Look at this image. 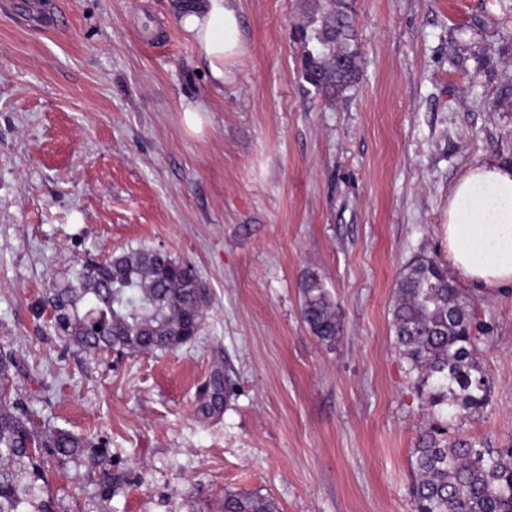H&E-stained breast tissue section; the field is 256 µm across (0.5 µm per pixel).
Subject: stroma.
Segmentation results:
<instances>
[{"mask_svg":"<svg viewBox=\"0 0 512 512\" xmlns=\"http://www.w3.org/2000/svg\"><path fill=\"white\" fill-rule=\"evenodd\" d=\"M0 0V346L12 396L106 448L51 467L55 512H415L431 427L512 448V291L479 298L488 404L447 416L398 352L402 268L448 261V196L470 165L512 166V0H353L361 76L330 102L300 72L307 0H237L245 53L215 84L184 0ZM200 102L202 129L184 122ZM146 246L192 266L198 335L93 353L57 336L50 288L85 256ZM327 282L320 343L299 283ZM234 394L199 411L214 374ZM301 313L313 335L326 346L336 345L340 337V323L336 302L326 281L311 272L300 282ZM276 504L268 498L246 492L225 491L224 512H277Z\"/></svg>","mask_w":512,"mask_h":512,"instance_id":"1","label":"stroma"}]
</instances>
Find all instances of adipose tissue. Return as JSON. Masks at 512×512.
I'll return each mask as SVG.
<instances>
[{
    "label": "adipose tissue",
    "mask_w": 512,
    "mask_h": 512,
    "mask_svg": "<svg viewBox=\"0 0 512 512\" xmlns=\"http://www.w3.org/2000/svg\"><path fill=\"white\" fill-rule=\"evenodd\" d=\"M182 27L215 82H224L244 54L235 0H204ZM445 233L448 270L472 293L512 289V166L475 163L454 184Z\"/></svg>",
    "instance_id": "ef3b65f1"
}]
</instances>
